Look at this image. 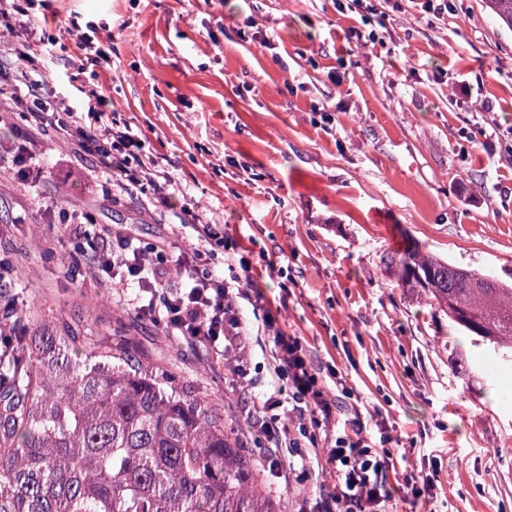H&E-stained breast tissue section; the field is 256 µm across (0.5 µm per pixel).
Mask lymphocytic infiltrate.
Returning a JSON list of instances; mask_svg holds the SVG:
<instances>
[{"label":"lymphocytic infiltrate","instance_id":"1","mask_svg":"<svg viewBox=\"0 0 512 512\" xmlns=\"http://www.w3.org/2000/svg\"><path fill=\"white\" fill-rule=\"evenodd\" d=\"M14 71L0 68V99L11 101L23 112L28 123L23 146L15 151V164L21 178H28L36 158V132L52 128L57 145H78L96 156L106 184L117 192L151 188L154 207H166L181 196L179 183L166 171L162 161L145 152L147 138L130 124L110 120L107 97L93 102L73 97L66 84L45 93V70L28 53H19ZM193 229L197 239H216L214 225L171 224L166 240L146 244L130 233L112 231L105 251L94 253L89 261L96 277L118 279L134 288L130 299L134 312L161 325L168 335L180 336L206 349L233 374L236 383L246 380L244 356L251 326L239 316L242 303L257 304L248 270L219 276L201 267L205 253L178 243L183 229ZM276 353L273 373L285 377L290 401L273 393L263 394L253 404L251 432L269 436L277 448L303 449V462L317 461L324 486L345 512H379L389 499L380 473L382 461L355 427L334 433H321L332 419L334 401L318 388L314 369L297 337L287 335L274 316L263 313ZM298 423H283L284 415Z\"/></svg>","mask_w":512,"mask_h":512}]
</instances>
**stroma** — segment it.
Returning <instances> with one entry per match:
<instances>
[{
  "label": "stroma",
  "instance_id": "1",
  "mask_svg": "<svg viewBox=\"0 0 512 512\" xmlns=\"http://www.w3.org/2000/svg\"><path fill=\"white\" fill-rule=\"evenodd\" d=\"M368 19L337 0H38L20 37L0 32V64L15 49L60 43L62 74L77 56L70 22L94 25L104 56L83 74L120 118L146 135L195 199L201 221L223 224L253 272V289L299 337L328 395L352 389L334 424L357 419L384 456L387 512H512V372L487 373L486 346L399 286L392 260L418 246L450 264L512 283V30L484 0H449L433 17L417 0H367ZM256 27L243 29L245 18ZM366 26L376 43L348 40ZM0 105V259L16 270L0 290L39 319L95 325L210 395L260 467L264 491L298 512L317 499L270 471L246 432L242 396L273 386L271 337L247 340L248 393L225 366L139 318L130 291L95 278L77 243L100 225L155 242L166 225L139 197L115 204L95 160L42 143L20 180L11 163L24 129ZM89 214L82 238L61 209Z\"/></svg>",
  "mask_w": 512,
  "mask_h": 512
}]
</instances>
